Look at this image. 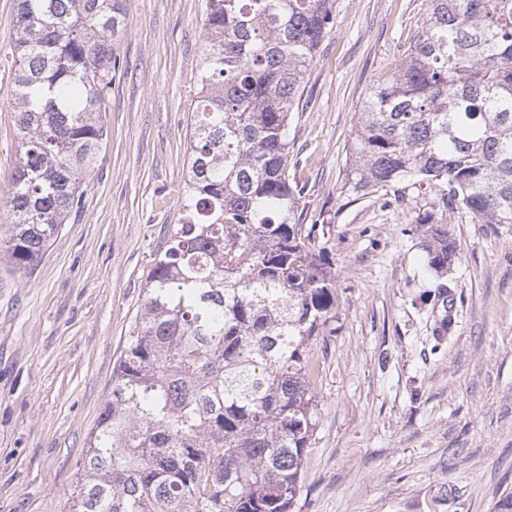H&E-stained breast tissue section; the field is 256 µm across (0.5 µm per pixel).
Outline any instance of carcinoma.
I'll return each instance as SVG.
<instances>
[{
    "instance_id": "cac0c4a2",
    "label": "carcinoma",
    "mask_w": 512,
    "mask_h": 512,
    "mask_svg": "<svg viewBox=\"0 0 512 512\" xmlns=\"http://www.w3.org/2000/svg\"><path fill=\"white\" fill-rule=\"evenodd\" d=\"M125 0H17L20 161L5 252L28 271L81 206ZM336 0H207L179 223L86 442L75 512H290L318 425L309 347L336 278L305 244L288 125ZM342 189L431 195L410 212L450 270L460 214L512 224V0H429L400 69L357 113Z\"/></svg>"
}]
</instances>
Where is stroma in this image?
Instances as JSON below:
<instances>
[{"instance_id": "stroma-1", "label": "stroma", "mask_w": 512, "mask_h": 512, "mask_svg": "<svg viewBox=\"0 0 512 512\" xmlns=\"http://www.w3.org/2000/svg\"><path fill=\"white\" fill-rule=\"evenodd\" d=\"M205 2L126 0L81 210L32 270L0 257V512L72 510L154 254L180 217ZM427 13L428 0H337L289 124L288 175L338 297L335 335L310 351L318 426L291 512H499L512 495V224L454 217L441 280L407 220L413 201L342 190L361 102ZM15 36L16 0H0V239L20 157Z\"/></svg>"}]
</instances>
